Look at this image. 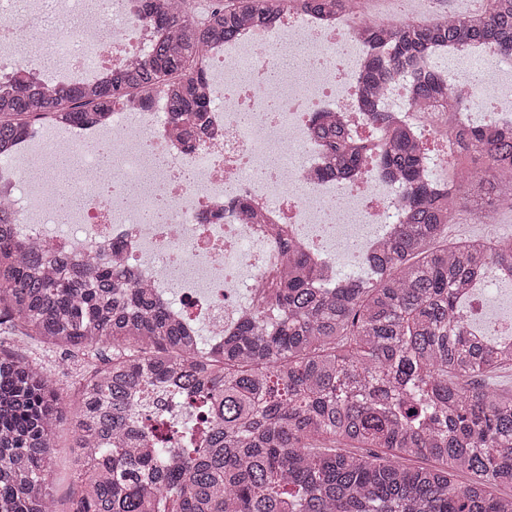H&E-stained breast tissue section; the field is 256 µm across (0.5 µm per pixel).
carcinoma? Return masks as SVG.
I'll return each mask as SVG.
<instances>
[{"label":"carcinoma","mask_w":512,"mask_h":512,"mask_svg":"<svg viewBox=\"0 0 512 512\" xmlns=\"http://www.w3.org/2000/svg\"><path fill=\"white\" fill-rule=\"evenodd\" d=\"M295 2L209 0L201 14L194 0H140L166 32L145 61L97 90L47 93L33 76L1 82L0 148L37 125L103 117L139 93L166 98L179 135L195 144L210 111L204 43ZM303 2L329 14L346 0ZM367 35L387 49L362 76L365 110L383 122L374 98L391 67L410 66L431 45L511 53L512 0H485L457 18L375 24ZM412 79L419 102L465 111L440 75ZM448 136L485 169H455L436 192L411 130L384 131L381 164L406 206L369 253V278L328 279L290 247L259 308L217 345L177 321L133 269L25 244L0 209V334L98 358L67 416L57 381L0 340V512H56L47 463L66 420L75 434L70 512H512V494L498 493L512 488V390L486 384L512 367V336L475 331L462 306L465 284L484 270L512 280V244L488 235L441 242L458 211L489 220L512 202V135L472 126ZM310 137L329 180L373 152L332 121H315ZM169 398L191 408V421H168ZM412 458L429 465L410 466ZM460 472L470 476L464 486Z\"/></svg>","instance_id":"cac0c4a2"}]
</instances>
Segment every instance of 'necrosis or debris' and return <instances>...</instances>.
I'll use <instances>...</instances> for the list:
<instances>
[{
	"mask_svg": "<svg viewBox=\"0 0 512 512\" xmlns=\"http://www.w3.org/2000/svg\"><path fill=\"white\" fill-rule=\"evenodd\" d=\"M155 38L140 0H35L25 11L0 0V79L30 74L47 91L62 83L96 87L144 60ZM27 40L54 49L63 65L50 70L19 54ZM286 44L305 50L296 67L281 62ZM379 51L360 15L345 7L330 16L292 8L268 25L244 26L206 49L215 106L202 141L191 147L178 139L165 101L155 97L113 109L101 123L29 132L0 158V203L14 211L20 238L77 260L96 252L134 268L142 283L178 295L179 318L204 325L209 336L230 335L253 306L240 300L242 286L274 279L288 243L329 274L350 244L357 262L375 246L347 227V216L386 231L396 223L403 191L374 157L342 180H323L316 171L324 155L309 134L313 120L330 114L354 138L379 139L361 104V75ZM434 55L448 58L449 75L471 98L460 125L478 118L512 128L511 57L473 44ZM412 101L411 77L395 75L385 106L396 123L420 131V148L435 162L427 179L439 191L455 147L439 107L415 112ZM105 149L112 152L107 178L99 165ZM64 195L79 200L67 232L51 228ZM241 200L264 223L240 220Z\"/></svg>",
	"mask_w": 512,
	"mask_h": 512,
	"instance_id": "4bbe7bcc",
	"label": "necrosis or debris"
}]
</instances>
